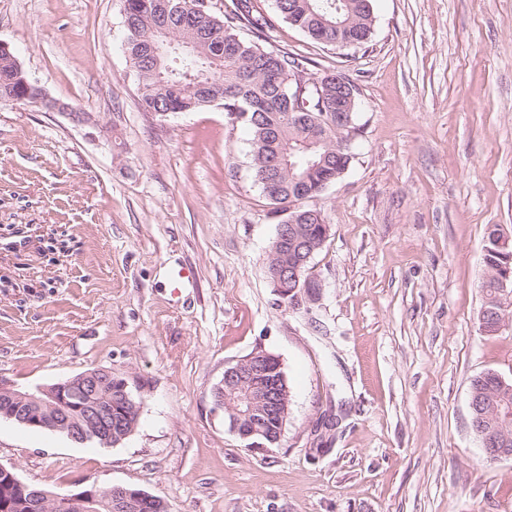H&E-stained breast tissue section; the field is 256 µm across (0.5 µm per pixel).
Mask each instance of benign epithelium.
<instances>
[{
    "instance_id": "obj_1",
    "label": "benign epithelium",
    "mask_w": 512,
    "mask_h": 512,
    "mask_svg": "<svg viewBox=\"0 0 512 512\" xmlns=\"http://www.w3.org/2000/svg\"><path fill=\"white\" fill-rule=\"evenodd\" d=\"M278 225V244L269 253L267 273L277 294L292 306H300L303 299L314 300L320 295V284L315 279L301 280L300 267L309 263L315 248L308 246L306 253L296 252L288 258V247L296 245V225L288 223L285 213ZM282 368L280 358L263 349L224 367V388L231 400L226 402L231 415L232 429L247 442L249 448H265L278 443L283 430H270L262 416L274 413L288 417V388L284 378L267 379ZM112 381V373L102 369L89 370L64 382L38 386L35 390L22 391L9 380L0 379V399L13 403L33 404L37 409L25 417L7 415L9 419L29 427L61 431L76 442H97L102 446L116 445L112 430V391L95 402L92 394L98 387ZM28 496L38 512L66 509L68 512H96V506L105 502L114 512H139L152 508L148 493L115 486L108 489L83 488L67 495H54L32 489L19 480L14 472L0 466V512H9L12 498Z\"/></svg>"
}]
</instances>
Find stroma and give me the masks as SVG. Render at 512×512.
Here are the masks:
<instances>
[{"instance_id":"35a3bbf8","label":"stroma","mask_w":512,"mask_h":512,"mask_svg":"<svg viewBox=\"0 0 512 512\" xmlns=\"http://www.w3.org/2000/svg\"><path fill=\"white\" fill-rule=\"evenodd\" d=\"M261 46L343 72L359 130L312 200L331 235L316 301L289 308L249 128L217 106L158 117L124 49L123 0H0V41L51 98L0 104V378L93 368L141 402L119 444L0 419V465L64 495L132 486L169 512H512V458L470 428L472 378L512 377V320L481 331L488 227L512 234V0H373L366 49L276 18ZM67 232L68 252H42ZM194 275L171 296L175 268ZM278 356L280 441L250 448L214 391L227 363Z\"/></svg>"}]
</instances>
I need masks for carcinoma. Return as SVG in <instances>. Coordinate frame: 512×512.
I'll return each mask as SVG.
<instances>
[{
  "mask_svg": "<svg viewBox=\"0 0 512 512\" xmlns=\"http://www.w3.org/2000/svg\"><path fill=\"white\" fill-rule=\"evenodd\" d=\"M373 0H274L276 13L310 39L325 45L366 48L373 34ZM125 52L138 81L142 101L159 116L193 112L217 105L228 116L248 113L252 132L251 162L254 173L264 168L269 155L281 152L296 167L277 174L288 216L307 210L300 182L320 191L341 178L353 152L330 125L338 109L355 116L356 101L336 97V78L346 74L318 75L307 59L269 50L244 39L240 30L258 32L272 26L253 13L252 0H235L234 9L217 16L210 0H124ZM306 76L304 88L288 92L285 79ZM325 133L324 143L310 151L304 142L315 131ZM339 153L337 162L312 171L305 156L320 162ZM503 233L489 229L482 250L485 291L482 306L494 308L499 320L512 316V286L500 288L498 277L512 272V245L500 244ZM470 389L481 392L486 417L483 423L512 448V378L487 371L471 380Z\"/></svg>",
  "mask_w": 512,
  "mask_h": 512,
  "instance_id": "cac0c4a2",
  "label": "carcinoma"
}]
</instances>
